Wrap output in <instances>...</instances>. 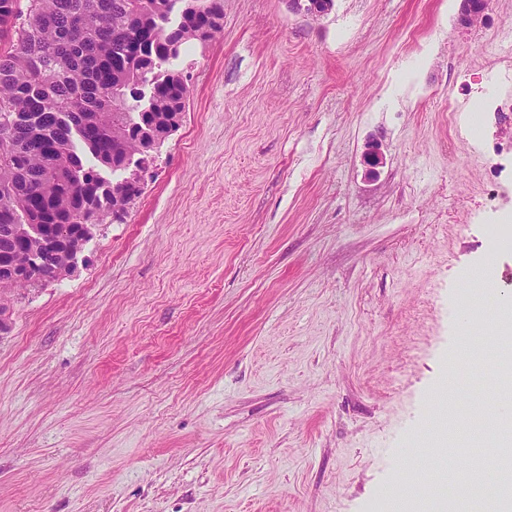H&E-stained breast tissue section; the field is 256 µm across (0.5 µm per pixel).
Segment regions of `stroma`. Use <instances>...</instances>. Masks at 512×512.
I'll return each instance as SVG.
<instances>
[{"instance_id": "obj_1", "label": "stroma", "mask_w": 512, "mask_h": 512, "mask_svg": "<svg viewBox=\"0 0 512 512\" xmlns=\"http://www.w3.org/2000/svg\"><path fill=\"white\" fill-rule=\"evenodd\" d=\"M224 0L126 223L0 335V512H456L512 297V0ZM384 162L369 171L368 141Z\"/></svg>"}]
</instances>
